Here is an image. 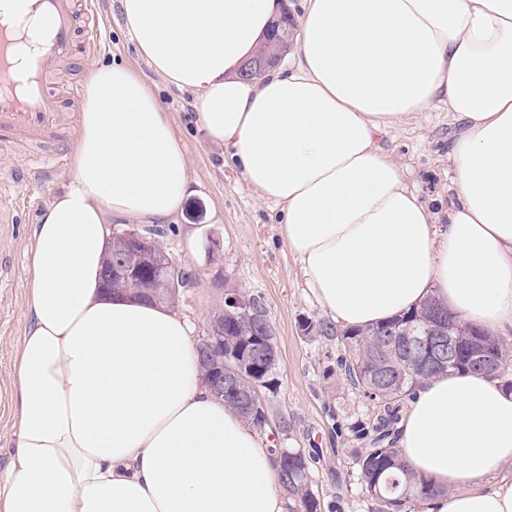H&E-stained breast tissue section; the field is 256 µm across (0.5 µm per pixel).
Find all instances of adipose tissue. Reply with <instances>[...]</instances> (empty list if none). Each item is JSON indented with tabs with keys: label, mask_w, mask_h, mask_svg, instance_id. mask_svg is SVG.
Segmentation results:
<instances>
[{
	"label": "adipose tissue",
	"mask_w": 512,
	"mask_h": 512,
	"mask_svg": "<svg viewBox=\"0 0 512 512\" xmlns=\"http://www.w3.org/2000/svg\"><path fill=\"white\" fill-rule=\"evenodd\" d=\"M283 0H120L149 67L89 65L71 177L29 249L15 357V452L0 512H287L255 429L203 381L173 308L106 295L116 224L173 221L188 156L150 75L197 123L281 234L324 312L365 328L436 298L512 333V0H303L290 67L240 70ZM444 105L455 195L405 183L383 136ZM398 447L443 493L430 512H512V392L437 374L406 401Z\"/></svg>",
	"instance_id": "1"
}]
</instances>
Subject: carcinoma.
<instances>
[{
  "instance_id": "1",
  "label": "carcinoma",
  "mask_w": 512,
  "mask_h": 512,
  "mask_svg": "<svg viewBox=\"0 0 512 512\" xmlns=\"http://www.w3.org/2000/svg\"><path fill=\"white\" fill-rule=\"evenodd\" d=\"M258 326L268 329L257 336L265 347L275 343V336L259 301H254ZM429 304L413 308L393 319L370 328L342 330L326 319H309L302 323L304 334L310 338L336 341L341 356L336 361L340 377L347 385L361 392L372 402L373 421L355 423L351 432L364 437L373 432L375 447L355 450L357 479L367 496L375 501L376 512H413L416 502H425L442 493L430 479L409 470L395 447V426L399 425L405 399L432 373H421L407 358L408 351L390 343H383L381 333L391 331L399 336L422 326L428 315ZM255 323L252 312L229 308L224 311V353L235 354L245 349L248 342L240 338L241 327ZM488 351L503 362L512 357V348L495 336L481 337ZM386 371L391 382L378 385L379 373ZM468 371L475 373L467 355V342L459 346L453 364L436 372ZM295 457L289 460L293 473L284 494L293 503L292 512H320V502L311 485L310 466L314 455L303 448H293Z\"/></svg>"
}]
</instances>
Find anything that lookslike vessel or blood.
Masks as SVG:
<instances>
[{"instance_id":"obj_1","label":"vessel or blood","mask_w":512,"mask_h":512,"mask_svg":"<svg viewBox=\"0 0 512 512\" xmlns=\"http://www.w3.org/2000/svg\"><path fill=\"white\" fill-rule=\"evenodd\" d=\"M27 7L42 23L40 55L28 74L20 76L13 70L25 32L0 25V136L37 147L45 136L76 127L73 113L63 111L60 96L49 87L47 68L70 61L76 31H83L88 46H95L99 23L82 16L78 0H27Z\"/></svg>"}]
</instances>
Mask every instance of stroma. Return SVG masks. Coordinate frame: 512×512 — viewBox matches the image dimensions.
I'll use <instances>...</instances> for the list:
<instances>
[{"label": "stroma", "mask_w": 512, "mask_h": 512, "mask_svg": "<svg viewBox=\"0 0 512 512\" xmlns=\"http://www.w3.org/2000/svg\"><path fill=\"white\" fill-rule=\"evenodd\" d=\"M101 18L99 43L94 50L77 47L73 62L51 79L57 92L83 86L87 67L96 61H124L135 68L137 58L126 31L119 0H88ZM156 95L172 115L180 146L191 161L194 193L182 214L167 224L163 239L174 262L192 274L182 289L177 313L193 336H202L206 316L222 303L226 289L235 287L261 302L277 338L279 363L275 392H263L268 425L260 436L269 448H314L312 488L320 512H373L374 502L356 480L352 453L360 442L351 423L369 420L372 408L361 393L336 373L339 351L335 342L306 337L301 323L324 315L279 230V210L261 201L240 173L224 160L223 148L211 144L200 129L190 92L153 77ZM455 127L445 109L421 113L398 132L383 138V146L406 170L407 180L421 197L436 207L447 206L455 194L448 149ZM0 160L14 172L8 189L13 223L0 224V472L6 471L14 451V365L18 339L29 319L26 305L28 249L33 229L52 195L69 178L70 168L34 176V161L0 146ZM203 216L191 217L194 207ZM220 245L208 251V237Z\"/></svg>", "instance_id": "35a3bbf8"}]
</instances>
